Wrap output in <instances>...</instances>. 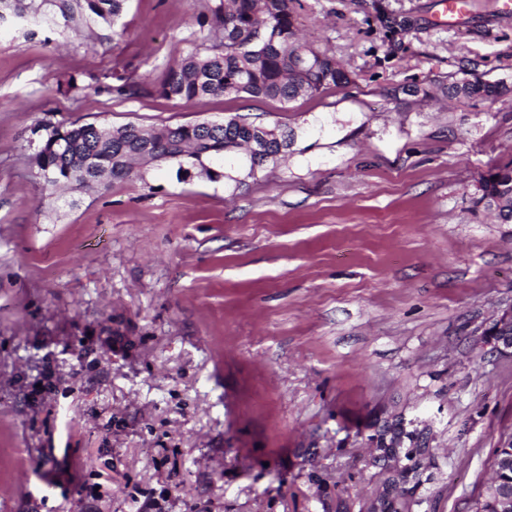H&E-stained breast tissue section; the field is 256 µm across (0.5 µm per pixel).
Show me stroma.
I'll return each instance as SVG.
<instances>
[{
  "instance_id": "1",
  "label": "stroma",
  "mask_w": 512,
  "mask_h": 512,
  "mask_svg": "<svg viewBox=\"0 0 512 512\" xmlns=\"http://www.w3.org/2000/svg\"><path fill=\"white\" fill-rule=\"evenodd\" d=\"M301 0L349 83L282 103L157 92L213 0H127L89 35L0 31V512H336L379 411L442 449L423 512H474L512 436V223L477 205L512 160V97L425 102L462 70L512 86V15L473 0ZM75 76L82 93H57ZM145 91L113 93L123 79ZM259 116L295 141L247 176L175 166L47 193L37 127ZM374 9L376 18L381 26L392 36L402 33L412 27V21L408 17L394 16L386 12V10L375 1ZM442 11L437 17L439 23L452 25L467 15L470 0H441ZM481 336L491 342L497 350L512 349V306L496 311L492 322L483 329Z\"/></svg>"
}]
</instances>
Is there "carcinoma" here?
I'll list each match as a JSON object with an SVG mask.
<instances>
[{
    "mask_svg": "<svg viewBox=\"0 0 512 512\" xmlns=\"http://www.w3.org/2000/svg\"><path fill=\"white\" fill-rule=\"evenodd\" d=\"M298 0H218L209 8L200 26L206 28L202 42L181 56L159 89L166 98L191 101L205 96L247 95L251 98L290 101L301 94H315L331 86L349 82L348 72L336 58L299 35ZM125 0H0V25L9 23L28 30L65 34L81 23L92 32L112 27ZM376 18L386 32L400 34L412 27L407 17L394 16L374 3ZM508 92L503 83H490L470 70L467 75L442 88L456 99H491ZM34 154L38 175L52 188L74 189L140 177L134 167L174 163L177 178L190 176L200 168L210 180L232 179L224 172V156L239 149L257 152L244 163L252 176L268 162L287 153L292 134L268 127L244 116L223 121H197L167 125L159 130L127 123L107 126L78 121L41 127ZM94 158L87 168L78 162ZM477 203L497 210L504 222L512 221V161L496 167L482 178ZM397 419L385 418L369 439L375 452L389 456L400 441L413 438L395 429ZM432 448H419L418 462L396 476L378 473L373 496L379 512H418L424 499L417 496L423 484L421 462ZM492 486L498 491L512 486V440L505 439L495 449Z\"/></svg>",
    "mask_w": 512,
    "mask_h": 512,
    "instance_id": "1",
    "label": "carcinoma"
}]
</instances>
